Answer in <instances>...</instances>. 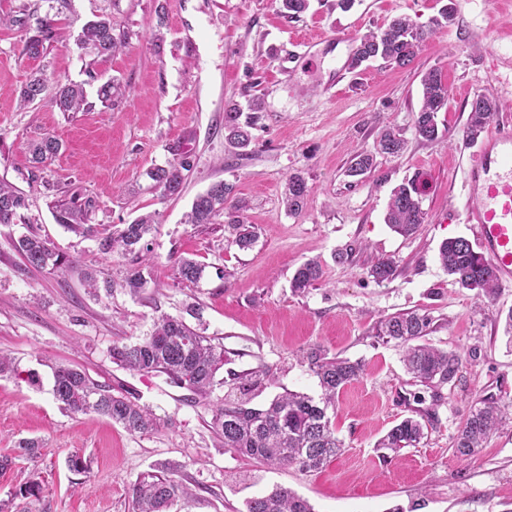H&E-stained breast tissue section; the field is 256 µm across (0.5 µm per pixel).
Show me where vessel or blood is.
Here are the masks:
<instances>
[{
    "label": "vessel or blood",
    "instance_id": "1",
    "mask_svg": "<svg viewBox=\"0 0 512 512\" xmlns=\"http://www.w3.org/2000/svg\"><path fill=\"white\" fill-rule=\"evenodd\" d=\"M463 214L499 283L512 284V122L482 139L466 172Z\"/></svg>",
    "mask_w": 512,
    "mask_h": 512
}]
</instances>
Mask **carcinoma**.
<instances>
[{
    "instance_id": "cac0c4a2",
    "label": "carcinoma",
    "mask_w": 512,
    "mask_h": 512,
    "mask_svg": "<svg viewBox=\"0 0 512 512\" xmlns=\"http://www.w3.org/2000/svg\"><path fill=\"white\" fill-rule=\"evenodd\" d=\"M281 12L298 17L309 6V0H277ZM455 3L449 0L440 17L428 24H420L403 16L391 20L386 26L371 31L356 41L348 66L355 70L364 64L381 60L385 63L407 66L433 32L449 27L455 20ZM56 38L53 20L44 17L36 21L34 34L25 42L26 55L37 58L43 55L48 45ZM78 43L90 50L99 59H105L126 47V41L114 34L109 15L101 13L87 21L79 35ZM422 103L413 118L415 135L427 142L443 138L437 122V113L448 107V86L436 71L425 73L421 80ZM47 90V78L41 71L32 73L20 91L21 105L26 107L43 100ZM126 87L108 82L98 89V98L104 103L125 95ZM51 104L60 112H82L90 107L84 87L72 82H57ZM264 101L260 97L248 99L247 109L231 103L224 109V141L232 149L245 152L252 143L250 129L260 119ZM498 104L478 95L471 101L466 137L477 139L495 119ZM404 139L388 128L379 140V151L396 157L404 149ZM59 143L46 137L33 146L35 162L45 164L58 152ZM374 167V155L363 151L355 155L348 169L351 175H362ZM187 163L179 162L165 167H156L146 172L164 196L181 193L184 184L183 171ZM424 187L412 178L393 189L385 223L402 236H409L425 222L426 212L422 208ZM311 187L299 173L289 176L285 187V204L290 213H297L306 206ZM27 196L13 186L0 182V224H12L20 211L27 209ZM96 202L91 198L80 201L76 198L59 201L54 209L57 223L66 229L96 238L100 251L105 254L121 252L132 254L140 260L123 280L121 287L133 294L139 293L152 280V270L147 262L149 253L146 236L155 221L152 215H144L117 232H101L88 223ZM241 205L236 197L233 183L219 181L198 194L193 203L187 223L211 224L224 214L235 232L232 244L241 249L250 247L254 234L249 226L240 221ZM26 264L37 269L58 271L69 265V260L57 253L50 243L35 233L21 236L15 244ZM439 260L448 275L460 287L478 295L490 297L495 293V273L487 259L469 240L463 237L450 238L439 247ZM205 266L193 259L183 258L178 262L179 277L185 281L200 280ZM395 273L390 259H380L373 264L368 274L376 281L390 279ZM322 277L320 264L308 260L300 265L291 279V288L302 292L313 286ZM431 318L414 311L385 318L379 322L376 335L395 341L403 348V362L411 378L435 389L457 380L462 366V355L457 351H445L423 341L428 335ZM112 362L123 368L166 375L174 386L185 389L195 397L207 399L215 385L217 371L224 365V351L211 340L180 318L162 316L154 322L146 336L132 343H115L110 350ZM302 359L318 378L321 397L284 392L276 396L265 407H254L248 398L228 400L213 404L210 427L224 441V448L239 455L256 459L266 465L294 466L301 472L321 468L327 461L338 456L343 448L331 422L335 409L336 394L363 372L358 361L331 356L320 348L305 352ZM52 394L60 406L72 415L96 413L120 423L131 434H142L156 424L152 412L124 396H114L107 387L95 382L86 372L65 365L53 368ZM511 404L500 405L484 400L479 406L470 408L459 426L455 442V453L472 456L482 445L509 420ZM420 421L406 417L392 426L377 443L385 450L382 458L398 455L402 449L416 446L423 438ZM190 496L189 489L181 479L162 467L157 473L142 475L132 486V497L136 512H168L179 499ZM246 512H313L310 503L286 487L271 493L246 500Z\"/></svg>"
}]
</instances>
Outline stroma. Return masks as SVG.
<instances>
[{"label":"stroma","instance_id":"1","mask_svg":"<svg viewBox=\"0 0 512 512\" xmlns=\"http://www.w3.org/2000/svg\"><path fill=\"white\" fill-rule=\"evenodd\" d=\"M450 1L454 25L437 30L412 64L348 69L350 39L398 16L428 22ZM22 6L53 18L57 40L32 59L24 53L27 30L0 27V181L29 200L15 223L0 224V351L19 370L0 378V456L14 459L0 472V501L12 499L11 512H134L132 484L167 462L180 466L192 493L169 512H243L246 499L279 486L315 512H390L397 505L404 512H512V428L474 456L453 449L471 405L512 402V346L504 335L512 287H498L491 299L476 296L454 283L438 257L444 240L471 235L461 207L472 99H495L498 119L512 118V0H355L347 12L336 0H309L293 19L276 0H69L58 11L47 0H0V15ZM104 10L128 44L95 62L77 39ZM36 69L83 84L91 109L21 106L20 90ZM431 70L447 83L449 102L438 114L446 139L428 143L416 137L413 116ZM110 80L130 87V96L98 102L99 85ZM255 95L265 109L249 153L240 155L224 142V108ZM388 126L406 141L396 157L376 150ZM45 137L59 151L40 165L30 146ZM361 151L375 153V170L348 176ZM183 160L189 170L181 194L161 196L147 171ZM294 173L311 188L296 215L283 203ZM415 176L425 185L427 218L404 237L385 214L393 188ZM222 180L246 203L240 216L256 234L250 249L233 244L223 218L185 221L196 195ZM73 197L95 199L91 223L113 232L155 214L152 280L140 294L120 286L136 266L133 256L102 253L96 238L56 223L54 202ZM31 232L72 267L50 275L26 266L15 243ZM183 257L205 264L199 282L178 277ZM380 257L396 272L379 283L368 270ZM309 259L321 262L324 275L293 292L291 277ZM88 273L114 281V289L90 294ZM407 311L431 317L427 342L463 356L457 381L440 392L414 382L400 348L375 334L378 320ZM162 315L202 327L223 348L216 400L227 395L232 376L257 370L272 382L251 392L252 405L287 391L319 395L317 378L299 361L309 347L362 362L363 375L336 399L343 453L304 473L225 450L210 427L209 400L187 401L165 375L124 369L110 357L113 342L145 336ZM55 364L85 370L149 408L155 427L133 435L108 418L65 412L51 393ZM408 416L424 424V438L382 460L378 440ZM22 439L39 443L38 458L17 456ZM76 448L88 460L86 473L67 467ZM32 478L43 491L30 505L15 492Z\"/></svg>","mask_w":512,"mask_h":512}]
</instances>
